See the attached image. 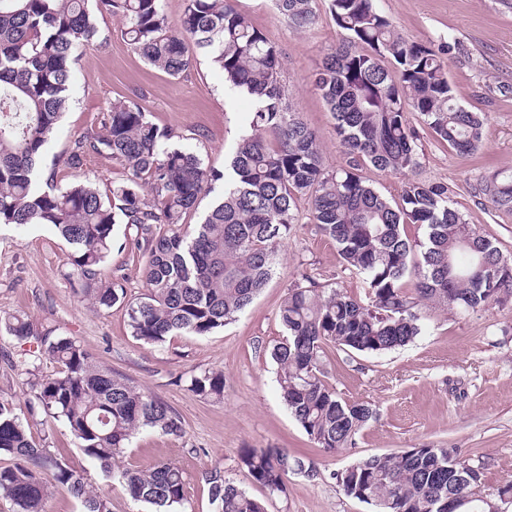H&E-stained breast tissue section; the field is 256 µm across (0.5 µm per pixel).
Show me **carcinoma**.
<instances>
[{"label": "carcinoma", "mask_w": 512, "mask_h": 512, "mask_svg": "<svg viewBox=\"0 0 512 512\" xmlns=\"http://www.w3.org/2000/svg\"><path fill=\"white\" fill-rule=\"evenodd\" d=\"M288 26L316 18V0H272ZM345 42L329 52L315 75L336 121L344 163L325 165L316 134L286 102L283 61L275 42L253 26L236 0H186L176 25L163 0H0V225L53 227L70 247L64 277L99 311L123 303L132 336L158 346L175 333L205 336L245 310L266 286L281 244L308 199L313 222L336 243L345 269L362 277L354 298L312 277L294 284L279 307L285 336L270 355L279 366L280 395L309 439L325 453L352 443L373 417L364 403L342 399L325 380L324 347L368 354L402 348L421 332L422 309L438 304L474 312L512 296V258L469 226L452 206L448 185L406 181L391 203L361 176L366 166L408 174L419 166L420 115L438 140L459 155L477 151L482 116L455 103L448 63L458 46L406 40L374 0H328ZM121 20L131 49L150 66L178 77L203 54L231 89L256 98L250 133L227 167L224 194L193 226L221 175L195 153L174 148L171 130L157 126L133 99L109 103L100 126L73 141L66 155L80 169L91 154H107L127 178L102 192L89 181L43 190L37 172L49 137L69 103L74 50L98 39L96 16ZM493 206L512 209V176L478 185ZM136 231L146 260V293L126 299L124 278L112 277L113 229ZM409 224L426 228L411 239ZM8 335L31 341L23 361L43 410L62 421L103 475L125 485L154 512H180L182 470L168 462L115 471L112 461L143 429L178 436L179 415L127 379L97 366L75 339L54 334L20 314L0 317ZM59 364L42 374L39 362ZM190 391L224 398V372H204ZM0 499L10 512H44L52 486L78 499L83 512H112L109 498L87 472L53 460L33 440L13 405L0 402ZM239 461L253 483L284 492L288 475L318 474L316 464L281 448H244ZM468 477L461 484L457 475ZM483 467L447 448H409L360 459L336 474L343 493L375 512H448V501L481 485ZM215 512H266L265 505L215 474L209 479ZM512 498V480L493 504ZM491 504V505H493ZM473 499L454 512H491Z\"/></svg>", "instance_id": "obj_1"}]
</instances>
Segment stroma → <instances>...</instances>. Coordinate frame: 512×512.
Here are the masks:
<instances>
[{
    "label": "stroma",
    "instance_id": "stroma-1",
    "mask_svg": "<svg viewBox=\"0 0 512 512\" xmlns=\"http://www.w3.org/2000/svg\"><path fill=\"white\" fill-rule=\"evenodd\" d=\"M238 5L278 44L288 101L316 132L326 164L340 165L335 121L313 87L323 57L344 39L327 0H317V19L303 31L277 17L270 0H238ZM376 7L407 40L460 44L448 81L456 102L484 118V142L474 154L457 155L413 117L420 162L415 176L447 184L468 224L512 256V210L497 209L476 193L485 177L512 174V8L503 0H376ZM98 26L96 46L76 52L71 100L47 144L43 176L62 187L85 179L103 188L124 181L126 170L110 156H91L78 171L63 159L75 138L98 127L112 100L132 96L157 125L175 131L174 145L195 151L205 167L223 170L225 157L248 129L253 98L229 90L223 73L203 58L180 77H170L130 49L116 18L101 15ZM298 210L299 222L284 240L267 286L235 320L208 335L176 334L158 346L136 340L124 307L97 312L74 294L63 277L70 248L47 226L0 225V315L21 313L56 327L98 365L160 398L181 417V436L140 431L114 467L177 465L186 478L184 512H214L208 478L215 473L264 500L267 512H374L372 505L343 493L336 473L364 457L420 447L453 448L460 457L482 461L481 492L495 497L512 479V298L466 314L427 307L421 334L385 354L326 346L329 384L349 402L370 404L375 415L353 445L323 453L280 397L278 366L270 355L284 334L278 310L289 288L307 275L352 297L362 296L365 284L345 270L335 243L312 222L307 201H300ZM113 240L108 264L126 276L128 298L140 297L145 259L135 232L115 225ZM28 350L27 343L0 332V401L18 408L36 443L54 459L87 472L110 498L112 512H150L121 483L102 475L63 422L36 408L34 388L14 367ZM208 370L223 371V399L189 391L191 378ZM245 448L286 449L316 462L319 474L289 475L284 492L268 494L241 468Z\"/></svg>",
    "mask_w": 512,
    "mask_h": 512
}]
</instances>
